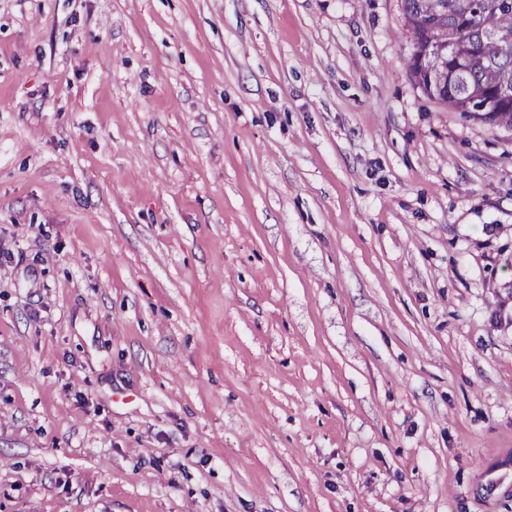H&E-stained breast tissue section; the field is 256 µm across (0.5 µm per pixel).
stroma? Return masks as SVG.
Listing matches in <instances>:
<instances>
[{
    "label": "stroma",
    "instance_id": "35a3bbf8",
    "mask_svg": "<svg viewBox=\"0 0 512 512\" xmlns=\"http://www.w3.org/2000/svg\"><path fill=\"white\" fill-rule=\"evenodd\" d=\"M402 0H0V512H512V129Z\"/></svg>",
    "mask_w": 512,
    "mask_h": 512
}]
</instances>
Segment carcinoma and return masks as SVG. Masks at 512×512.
<instances>
[{
    "instance_id": "cac0c4a2",
    "label": "carcinoma",
    "mask_w": 512,
    "mask_h": 512,
    "mask_svg": "<svg viewBox=\"0 0 512 512\" xmlns=\"http://www.w3.org/2000/svg\"><path fill=\"white\" fill-rule=\"evenodd\" d=\"M403 11L424 93L512 128V0H403Z\"/></svg>"
}]
</instances>
